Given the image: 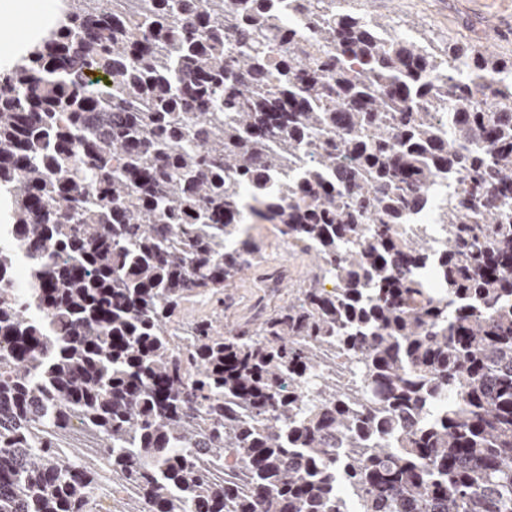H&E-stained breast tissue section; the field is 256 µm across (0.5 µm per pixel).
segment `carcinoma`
<instances>
[{"instance_id": "carcinoma-1", "label": "carcinoma", "mask_w": 512, "mask_h": 512, "mask_svg": "<svg viewBox=\"0 0 512 512\" xmlns=\"http://www.w3.org/2000/svg\"><path fill=\"white\" fill-rule=\"evenodd\" d=\"M87 2L0 70V512H512V61L324 0ZM448 171L439 237L399 230ZM247 220L311 269L228 325Z\"/></svg>"}]
</instances>
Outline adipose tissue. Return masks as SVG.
Returning a JSON list of instances; mask_svg holds the SVG:
<instances>
[{
    "label": "adipose tissue",
    "instance_id": "ef3b65f1",
    "mask_svg": "<svg viewBox=\"0 0 512 512\" xmlns=\"http://www.w3.org/2000/svg\"><path fill=\"white\" fill-rule=\"evenodd\" d=\"M0 16L14 24L0 29V65L20 62L58 20L57 0H0Z\"/></svg>",
    "mask_w": 512,
    "mask_h": 512
}]
</instances>
